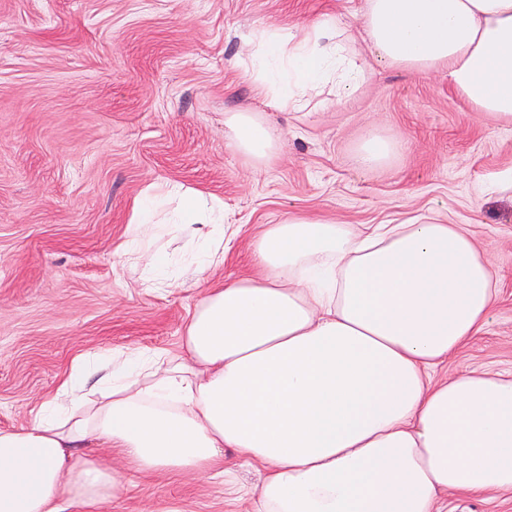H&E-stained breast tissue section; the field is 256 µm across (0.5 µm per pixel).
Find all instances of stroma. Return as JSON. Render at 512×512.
I'll return each mask as SVG.
<instances>
[{"label":"stroma","mask_w":512,"mask_h":512,"mask_svg":"<svg viewBox=\"0 0 512 512\" xmlns=\"http://www.w3.org/2000/svg\"><path fill=\"white\" fill-rule=\"evenodd\" d=\"M360 0H0V429L26 425L79 354L180 351L205 286L157 292L119 247L142 189L170 183L224 202L237 243L213 276L253 269L251 242L288 215L339 224H464L497 274L486 331L439 369L512 372V126L470 111L447 76L378 64L350 96L309 115L272 111L279 154L263 170L224 138V115L258 101L242 40L326 15L356 22ZM406 140L358 169L370 129ZM223 485L143 477L96 512H246Z\"/></svg>","instance_id":"35a3bbf8"}]
</instances>
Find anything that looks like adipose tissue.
I'll return each mask as SVG.
<instances>
[{
  "label": "adipose tissue",
  "mask_w": 512,
  "mask_h": 512,
  "mask_svg": "<svg viewBox=\"0 0 512 512\" xmlns=\"http://www.w3.org/2000/svg\"><path fill=\"white\" fill-rule=\"evenodd\" d=\"M243 41L264 108L308 111L377 62L445 74L471 111L512 123V0H361L356 26L324 16ZM224 137L258 169L282 141L248 108L225 113ZM402 148L372 130L355 163L375 169ZM239 233L222 200L152 183L120 255L151 288L203 282ZM165 239L184 242L180 271L156 248ZM252 254L258 276L207 289L181 353L85 352L29 424L0 430V512H92L124 492L115 455L141 474L219 480L252 512H441L451 491L512 492V374L432 376L499 298L466 226L291 217Z\"/></svg>",
  "instance_id": "adipose-tissue-1"
}]
</instances>
